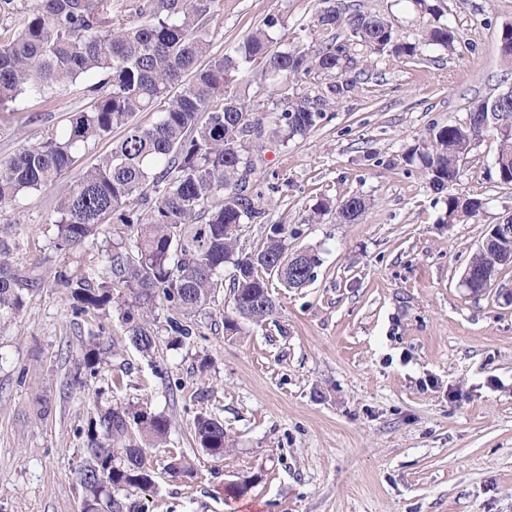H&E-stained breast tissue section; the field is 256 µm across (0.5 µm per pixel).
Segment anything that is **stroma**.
I'll return each instance as SVG.
<instances>
[{
  "mask_svg": "<svg viewBox=\"0 0 512 512\" xmlns=\"http://www.w3.org/2000/svg\"><path fill=\"white\" fill-rule=\"evenodd\" d=\"M460 38L453 51L368 62L356 90L305 137L268 144L250 180L263 214L243 225L253 250L270 225L292 229L289 250L313 248L322 263L299 289H274L263 323L232 316L229 288L202 311L195 336L172 343L165 305L155 310V350L130 343L116 306L75 315L56 277L101 282L108 235L57 251L54 220L76 177L107 154L89 142L51 184L0 209V241L27 287L0 319V512H83L76 471L86 432L110 406L140 405L167 417L166 445L147 449L153 487L133 492L148 512H512V268L474 296L461 276L488 225L512 210V186L493 171L487 136L459 174V188L486 200L479 224L440 223L444 205L411 150L433 127L465 121L472 100L512 87L498 36L512 0H445ZM214 51H228L270 17L275 48L305 36L320 0H223ZM79 78L46 98L0 107V162L60 135L91 101ZM362 194L371 206L353 224L325 215L320 196ZM104 326L109 345L96 371L82 345ZM227 434L223 458L197 448V414ZM185 456L190 476H171ZM253 482L238 498L225 489Z\"/></svg>",
  "mask_w": 512,
  "mask_h": 512,
  "instance_id": "obj_1",
  "label": "stroma"
}]
</instances>
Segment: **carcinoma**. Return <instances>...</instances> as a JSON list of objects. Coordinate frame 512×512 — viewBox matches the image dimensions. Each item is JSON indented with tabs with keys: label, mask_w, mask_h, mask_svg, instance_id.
<instances>
[{
	"label": "carcinoma",
	"mask_w": 512,
	"mask_h": 512,
	"mask_svg": "<svg viewBox=\"0 0 512 512\" xmlns=\"http://www.w3.org/2000/svg\"><path fill=\"white\" fill-rule=\"evenodd\" d=\"M23 26L0 43V105L21 94L44 96L80 76L92 81L91 104L69 116L65 131L24 147L0 163V204L55 181L74 162L80 146L102 139L115 129L121 139L96 165L81 173L60 202L55 248L69 251L91 235L121 225L123 241L108 255L110 280L95 284L85 278L59 275V284L75 300L74 314L94 316L114 302L133 345L151 353L157 302L172 315L169 331L183 338L195 335L194 317L224 287V267L232 268L235 313L259 324L276 310L273 282L298 289L315 277L318 252L305 249L297 269L276 275L266 272L288 255V225L273 224L250 252L239 249L241 226L263 215V194L250 184L255 154L271 133L284 140L308 134L324 113L348 97L361 74L358 66L372 56L416 59L429 46L448 52L458 30L439 23L441 4L411 0L426 21L417 38L401 35L389 16L363 10L344 0H322V7L304 39L273 50L266 21L230 51L212 52L210 25L220 0H20ZM501 59L512 65V25L498 40ZM262 66L255 70L254 61ZM313 88L293 92L282 104L264 109L239 92L242 83L261 82L280 90L297 81ZM155 109L151 126L133 121ZM502 132L496 175L512 183V90L499 102H472L464 122L433 132L428 144L413 151L430 188L442 195L445 224L479 223L486 202L458 190L459 163L492 129ZM362 195L325 197L314 208L332 213L338 224H353L369 208ZM512 256V241L479 247L468 266L480 275L470 292L491 288ZM13 266L0 259V318L21 308L23 296ZM99 335L83 362L95 370L104 351ZM169 421L162 414L135 406L108 408L91 422L87 433L89 458L77 471L88 493L84 512H98L106 500L110 512H145L121 492L146 490L154 470L143 449L129 443L137 432L148 445L166 439ZM194 437L208 455L221 459L226 448L224 425L199 415Z\"/></svg>",
	"instance_id": "obj_1"
}]
</instances>
